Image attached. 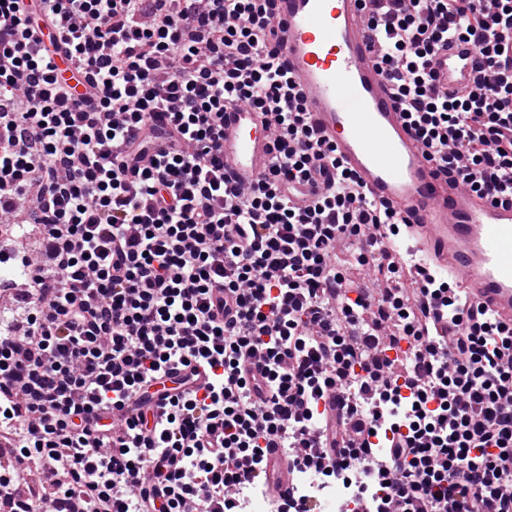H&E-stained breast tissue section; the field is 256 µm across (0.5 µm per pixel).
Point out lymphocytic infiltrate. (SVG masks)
Returning <instances> with one entry per match:
<instances>
[{"instance_id":"f902f5d3","label":"lymphocytic infiltrate","mask_w":512,"mask_h":512,"mask_svg":"<svg viewBox=\"0 0 512 512\" xmlns=\"http://www.w3.org/2000/svg\"><path fill=\"white\" fill-rule=\"evenodd\" d=\"M271 2L0 0V215L26 209L43 235L39 257L14 255L32 277L0 325V439L54 489L20 496L0 466L9 512H240L269 448L297 473H372L382 494L358 490L354 512H512V326L391 258L407 227L323 148ZM368 7L436 165L512 197V0ZM456 40L478 78L451 92L433 58ZM56 50L82 93L55 77ZM239 103L272 132L246 184L222 156ZM353 263L384 276L380 299ZM173 363L209 382L157 420L150 390Z\"/></svg>"}]
</instances>
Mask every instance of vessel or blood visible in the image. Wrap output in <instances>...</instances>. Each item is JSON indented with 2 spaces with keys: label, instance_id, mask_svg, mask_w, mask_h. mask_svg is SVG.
Listing matches in <instances>:
<instances>
[{
  "label": "vessel or blood",
  "instance_id": "1",
  "mask_svg": "<svg viewBox=\"0 0 512 512\" xmlns=\"http://www.w3.org/2000/svg\"><path fill=\"white\" fill-rule=\"evenodd\" d=\"M276 30L311 123L375 198L406 219L412 251L457 282L468 301L512 322V205L495 204L439 173L391 98L359 0H275ZM476 47L455 41L438 56L442 84L470 85ZM271 138L259 116L224 112V167L243 180L269 162ZM290 465L269 449L262 472L271 493L288 488Z\"/></svg>",
  "mask_w": 512,
  "mask_h": 512
}]
</instances>
